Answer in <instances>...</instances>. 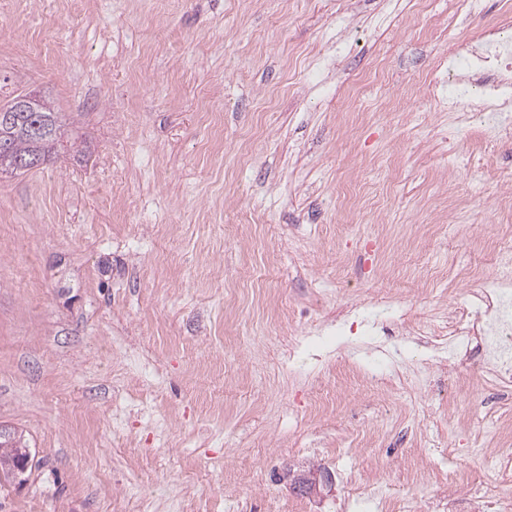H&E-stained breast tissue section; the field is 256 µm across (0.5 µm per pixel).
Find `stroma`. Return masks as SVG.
<instances>
[{"instance_id": "35a3bbf8", "label": "stroma", "mask_w": 512, "mask_h": 512, "mask_svg": "<svg viewBox=\"0 0 512 512\" xmlns=\"http://www.w3.org/2000/svg\"><path fill=\"white\" fill-rule=\"evenodd\" d=\"M0 0V106L73 144L0 177V512H457L512 498L478 358L443 345L512 225V142L430 109L512 0ZM328 468L294 494L287 471ZM24 446V447H23ZM20 446L18 443H10L5 439H0V483L2 481L11 482L14 479V474L9 466V462L18 457H24L31 461V454L29 448L23 444ZM487 460L494 468H499L503 475L509 476L512 462V442L505 438L497 448H481ZM320 483L323 486H331L333 483L331 473L323 472L310 479L297 478L289 483V488L297 494L312 495L320 490Z\"/></svg>"}]
</instances>
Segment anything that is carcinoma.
<instances>
[{
  "mask_svg": "<svg viewBox=\"0 0 512 512\" xmlns=\"http://www.w3.org/2000/svg\"><path fill=\"white\" fill-rule=\"evenodd\" d=\"M9 143L14 158L37 151L51 155L53 146L62 144L63 133L56 113L43 102L35 112H6L0 115V142ZM18 457L31 458L29 448L0 439V482H10L14 474L9 462Z\"/></svg>",
  "mask_w": 512,
  "mask_h": 512,
  "instance_id": "1",
  "label": "carcinoma"
}]
</instances>
